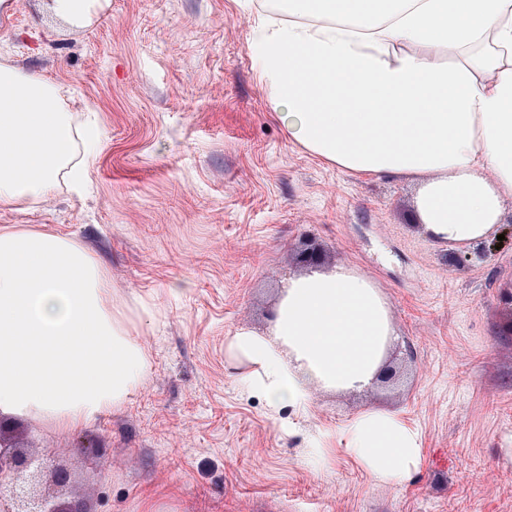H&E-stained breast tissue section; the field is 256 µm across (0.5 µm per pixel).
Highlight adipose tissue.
Returning <instances> with one entry per match:
<instances>
[{
  "mask_svg": "<svg viewBox=\"0 0 512 512\" xmlns=\"http://www.w3.org/2000/svg\"><path fill=\"white\" fill-rule=\"evenodd\" d=\"M269 102L291 138L349 172L413 176L433 242L492 238L512 197V0H277L252 32ZM61 83L0 61V209L42 203L86 165ZM105 270L77 241L0 229V414L79 427L126 403L152 365L102 304ZM398 339L380 288L340 264L282 286L264 333L228 349L271 408L311 392L374 387ZM344 451L399 488L422 460L420 432L393 411L358 413Z\"/></svg>",
  "mask_w": 512,
  "mask_h": 512,
  "instance_id": "obj_1",
  "label": "adipose tissue"
}]
</instances>
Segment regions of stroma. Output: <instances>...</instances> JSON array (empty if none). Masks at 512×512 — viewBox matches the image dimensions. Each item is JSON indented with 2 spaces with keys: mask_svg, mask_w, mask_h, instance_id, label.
Segmentation results:
<instances>
[{
  "mask_svg": "<svg viewBox=\"0 0 512 512\" xmlns=\"http://www.w3.org/2000/svg\"><path fill=\"white\" fill-rule=\"evenodd\" d=\"M270 0H94L64 24L46 0L0 15V59L67 85L95 116L81 193L0 210V227L67 234L107 271L110 311L141 323L151 374L123 406L70 431L8 417L0 440L71 472L85 512H512V243L457 266L417 231V181L365 176L289 139L250 39ZM387 296L399 340L389 385L313 391L271 412L226 351L263 332L303 243ZM150 304L144 317L136 300ZM368 408L423 438L400 488L373 483L338 431Z\"/></svg>",
  "mask_w": 512,
  "mask_h": 512,
  "instance_id": "35a3bbf8",
  "label": "stroma"
}]
</instances>
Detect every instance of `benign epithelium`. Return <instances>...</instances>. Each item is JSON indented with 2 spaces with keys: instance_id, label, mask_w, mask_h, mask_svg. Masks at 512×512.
Masks as SVG:
<instances>
[{
  "instance_id": "7a95c632",
  "label": "benign epithelium",
  "mask_w": 512,
  "mask_h": 512,
  "mask_svg": "<svg viewBox=\"0 0 512 512\" xmlns=\"http://www.w3.org/2000/svg\"><path fill=\"white\" fill-rule=\"evenodd\" d=\"M297 259L304 266L316 267L323 262V253L307 244ZM68 482L64 466L19 448L0 447V512H85L80 501L61 500Z\"/></svg>"
}]
</instances>
